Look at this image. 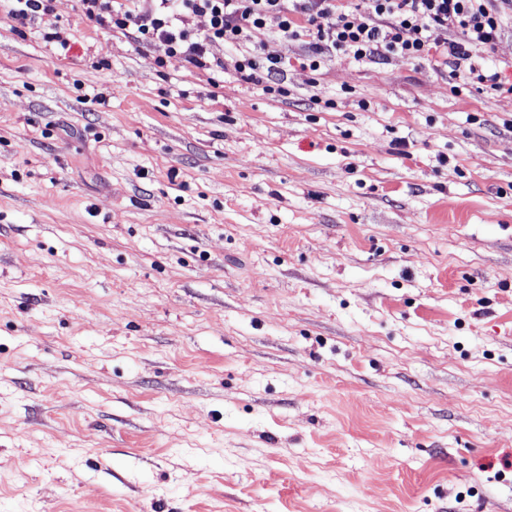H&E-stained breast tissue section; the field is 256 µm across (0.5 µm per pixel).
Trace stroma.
I'll return each mask as SVG.
<instances>
[{
  "mask_svg": "<svg viewBox=\"0 0 512 512\" xmlns=\"http://www.w3.org/2000/svg\"><path fill=\"white\" fill-rule=\"evenodd\" d=\"M51 6L0 7V512H512V96ZM52 0H7L13 2L14 6L8 11V15L18 24L24 25L29 17L40 11L44 14L51 12ZM287 62L278 56L262 55L257 46L241 51L234 60V72L247 80H265L264 91L268 94L286 96L288 90L282 85L281 75Z\"/></svg>",
  "mask_w": 512,
  "mask_h": 512,
  "instance_id": "1",
  "label": "stroma"
}]
</instances>
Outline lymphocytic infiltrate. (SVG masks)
<instances>
[{
  "instance_id": "1",
  "label": "lymphocytic infiltrate",
  "mask_w": 512,
  "mask_h": 512,
  "mask_svg": "<svg viewBox=\"0 0 512 512\" xmlns=\"http://www.w3.org/2000/svg\"><path fill=\"white\" fill-rule=\"evenodd\" d=\"M83 16L123 34L137 46L163 45L167 57L220 72L224 62L214 46L239 47L235 73L260 80L266 93L286 95L284 58L262 55L249 45L277 17V36L305 46L301 67L318 71L345 55L365 63L401 57L436 62L452 79L477 91L512 96V82L476 65V52L492 49L512 24V0H79ZM208 20L206 29L195 17ZM456 39H449V32Z\"/></svg>"
}]
</instances>
